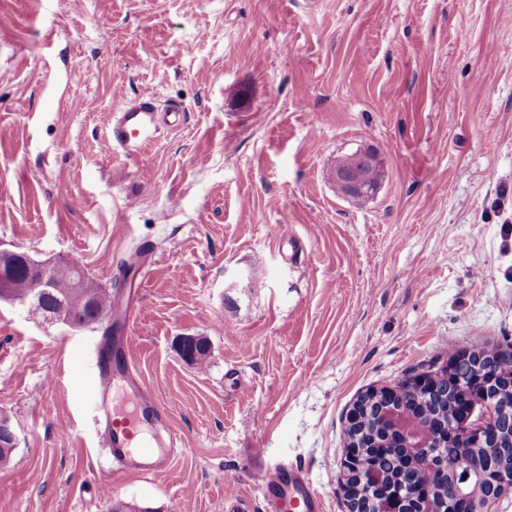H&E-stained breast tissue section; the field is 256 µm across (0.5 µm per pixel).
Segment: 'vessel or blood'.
<instances>
[{
    "instance_id": "b4317fda",
    "label": "vessel or blood",
    "mask_w": 512,
    "mask_h": 512,
    "mask_svg": "<svg viewBox=\"0 0 512 512\" xmlns=\"http://www.w3.org/2000/svg\"><path fill=\"white\" fill-rule=\"evenodd\" d=\"M160 109L153 97H145L116 113L109 144L133 153L158 131ZM96 421L106 434L111 464L120 472L142 476L165 473L176 435L169 416L143 380L132 353L129 337L116 339L111 359H98L93 377ZM122 388L133 401L129 410L116 409L114 390ZM262 494L275 498L280 512H324V503L305 468L278 463L257 476Z\"/></svg>"
}]
</instances>
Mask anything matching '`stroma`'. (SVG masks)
I'll use <instances>...</instances> for the list:
<instances>
[{"label":"stroma","mask_w":512,"mask_h":512,"mask_svg":"<svg viewBox=\"0 0 512 512\" xmlns=\"http://www.w3.org/2000/svg\"><path fill=\"white\" fill-rule=\"evenodd\" d=\"M0 244L129 280L141 373L180 440L110 476L93 427L101 330L0 301V512H279L305 465L325 512L358 395L512 345V0H0ZM182 110L138 154L115 110ZM383 177L340 197L338 157ZM183 336L209 342L201 364ZM113 481L111 495L99 487ZM378 165V154L371 148L342 156L336 163L332 176L339 195L347 199L360 200L374 196L378 186L373 184L379 183L381 171H372L369 178L368 173ZM265 496L279 502V512H323L324 503L305 468L293 463H277L257 476Z\"/></svg>","instance_id":"stroma-1"}]
</instances>
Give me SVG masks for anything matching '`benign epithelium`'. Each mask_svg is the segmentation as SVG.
Here are the masks:
<instances>
[{
	"label": "benign epithelium",
	"instance_id": "obj_1",
	"mask_svg": "<svg viewBox=\"0 0 512 512\" xmlns=\"http://www.w3.org/2000/svg\"><path fill=\"white\" fill-rule=\"evenodd\" d=\"M378 165V154L371 148L341 157L333 171L339 195L360 200L374 196L377 187L368 173ZM17 260L44 283L71 275L68 264L38 261L26 251L0 247L1 262ZM497 360L494 366H475L464 376L453 372L451 361L439 374L367 391L373 400L385 401L376 414L379 439L364 438L360 402H353L345 417L353 431L346 438L341 479L349 512H493L501 496L512 492V469L496 467L482 449L501 448L506 437L512 454V404L501 399L499 389L501 365L508 366L512 379V346L498 352ZM440 389L453 393L448 421L434 425L411 413L413 397ZM368 448L379 456L393 450L401 454L411 473L408 489L382 492L384 473L366 462Z\"/></svg>",
	"mask_w": 512,
	"mask_h": 512
}]
</instances>
